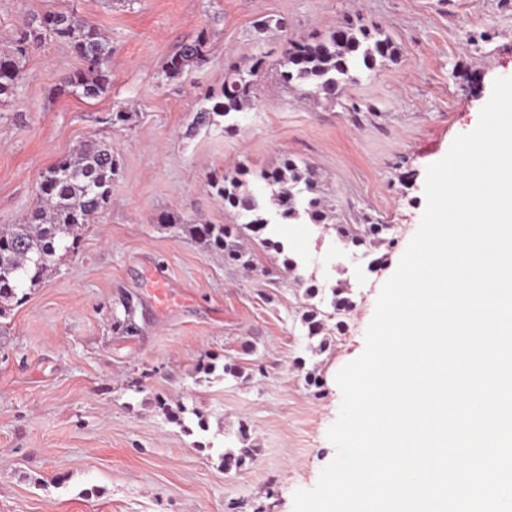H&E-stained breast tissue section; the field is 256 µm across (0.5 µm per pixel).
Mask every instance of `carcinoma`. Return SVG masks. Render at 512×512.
<instances>
[{"mask_svg":"<svg viewBox=\"0 0 512 512\" xmlns=\"http://www.w3.org/2000/svg\"><path fill=\"white\" fill-rule=\"evenodd\" d=\"M52 33L68 40L83 67L64 81V86L81 90V95L94 98L111 83L107 61L112 55L108 39L85 20L62 12L46 13L39 24H25L14 41V48L0 52V97L12 94L24 77L21 59L26 50L42 43ZM284 60L279 62L282 81L302 94L336 97L339 87L352 81L359 71H374L387 61H394L398 48L393 39L376 26L369 27L359 19L345 18L334 30L310 39H285ZM211 43L207 32L181 43L167 62L164 73L176 78L188 69L208 60ZM266 55L259 54L246 69L235 64L228 69L224 86L206 96L210 107L196 113L194 128L206 127L215 117L233 118L246 111L253 102L255 83L242 82L239 75L248 72L258 76L266 67ZM118 167L112 147L89 138L70 155L60 159L42 175L36 205L21 224L0 228V316L5 305L22 302L24 289L41 284L53 270L58 251L73 252L79 241L77 230L91 224L105 209L112 195V184ZM256 180L270 190L269 199L251 192L248 184ZM208 185L224 208L233 210L242 224H183L185 231L206 243L214 252L224 255L228 266L257 269L254 253L244 243V231L252 232L251 240L282 258V266L298 269L296 259L284 244L270 235L269 226L276 224H325L336 205L319 186V175L311 166L285 154L271 169L253 172L245 166L232 174H213ZM337 237L367 253L390 243L388 224H336ZM313 300L303 322L308 336L321 334L325 320L339 318L353 307L346 289L330 288V310L323 308L325 288L311 281L305 288ZM254 453L252 448L229 450L222 456L224 468L242 467Z\"/></svg>","mask_w":512,"mask_h":512,"instance_id":"cac0c4a2","label":"carcinoma"}]
</instances>
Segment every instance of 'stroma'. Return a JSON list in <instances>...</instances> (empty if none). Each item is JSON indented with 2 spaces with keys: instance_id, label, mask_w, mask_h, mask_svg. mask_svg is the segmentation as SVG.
<instances>
[{
  "instance_id": "obj_1",
  "label": "stroma",
  "mask_w": 512,
  "mask_h": 512,
  "mask_svg": "<svg viewBox=\"0 0 512 512\" xmlns=\"http://www.w3.org/2000/svg\"><path fill=\"white\" fill-rule=\"evenodd\" d=\"M50 10L108 37L111 83L96 98L63 89L82 66L64 39L28 51L23 80L0 103V225L22 220L42 174L87 138L111 146L120 172L78 251L0 317V512H293L295 492L335 457L336 375L365 350L381 288L420 225L428 166L477 126L494 81L512 78V0H0V39ZM268 15L287 34H257ZM347 15L385 30L397 60L357 73L333 100L286 85L284 36L323 35ZM202 31L208 60L166 79L177 45ZM259 53L266 73L237 130L223 117L193 128L227 66ZM118 110L125 125L109 122ZM286 153L317 170L339 223L394 227L368 258L330 226L275 225L305 280L352 292L344 327L318 356L307 350L302 289L262 274L279 267L275 253L257 251L247 272L158 221L170 212L238 223L208 176L268 169ZM156 272L177 296L164 310L152 299ZM125 318L134 331L115 329ZM206 363L213 374L199 372ZM162 400L182 407L180 422ZM244 444L252 461L224 470L222 454Z\"/></svg>"
}]
</instances>
